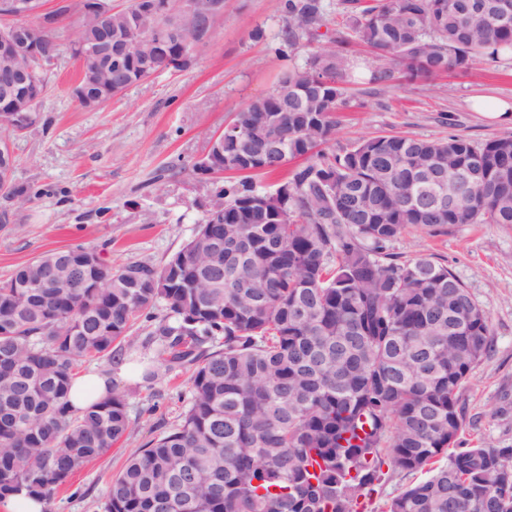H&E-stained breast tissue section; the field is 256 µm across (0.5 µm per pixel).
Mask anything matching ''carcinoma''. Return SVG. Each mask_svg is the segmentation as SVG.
Segmentation results:
<instances>
[{
  "label": "carcinoma",
  "mask_w": 512,
  "mask_h": 512,
  "mask_svg": "<svg viewBox=\"0 0 512 512\" xmlns=\"http://www.w3.org/2000/svg\"><path fill=\"white\" fill-rule=\"evenodd\" d=\"M343 27L331 47L310 48L267 95L235 113L233 136L193 165L215 179L211 203L224 223L202 219L162 264L112 268L99 252L70 247L17 267L0 281V500L22 491L48 501L85 465L128 433V392L112 386L83 409L71 381L92 359L143 347L141 377L192 369L180 421L130 456L109 484L105 512H355L382 467L425 472L391 499L387 512H512V447L459 448V393L491 348L487 313L448 270L427 257L398 262L389 244L410 225H512V138L475 143L458 135L408 134L359 140L327 154L334 118L347 100L354 46L373 54L370 81L381 91L481 61L512 57V0H342ZM179 0H128L107 14L81 13L73 56L81 83L105 102L165 69L188 65L194 21L142 44L149 69L121 72L90 58L102 31L137 41L169 25ZM284 41L312 42L327 25L323 0H286ZM53 36L22 14L37 50L11 61L35 72L0 113L18 112L12 134L39 120L67 11ZM266 120L269 155L257 152L256 117ZM288 159L306 164L271 190L256 172ZM471 170L453 208L419 178ZM7 201L28 191L10 182ZM70 258L48 286L45 267ZM152 329L132 339L138 324Z\"/></svg>",
  "instance_id": "1"
}]
</instances>
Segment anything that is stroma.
<instances>
[{"instance_id":"obj_1","label":"stroma","mask_w":512,"mask_h":512,"mask_svg":"<svg viewBox=\"0 0 512 512\" xmlns=\"http://www.w3.org/2000/svg\"><path fill=\"white\" fill-rule=\"evenodd\" d=\"M75 27V18H68L40 121L11 139L14 181L38 194L11 207L0 199V208L10 209L9 222L0 223V279L35 257L75 246L97 249L116 266L164 263L192 237L211 201V179L193 173L192 164L235 112L272 91L279 73L288 63H303L307 50L302 41L284 46V0H224L209 43L184 70L158 72L87 109L70 92L83 66L69 49ZM258 28L263 38H254ZM480 95L512 103L511 59L405 83L390 93L354 84L325 149L339 154L361 138L390 133L459 135L479 143L512 136L511 124L488 122L473 111ZM389 251L403 261L426 257L448 267L488 314L491 348L460 392L458 445L512 447V225L412 227ZM189 376L163 371L148 388L137 372L114 375L130 394V431L61 487L48 512H104L107 484L126 457L178 421Z\"/></svg>"}]
</instances>
